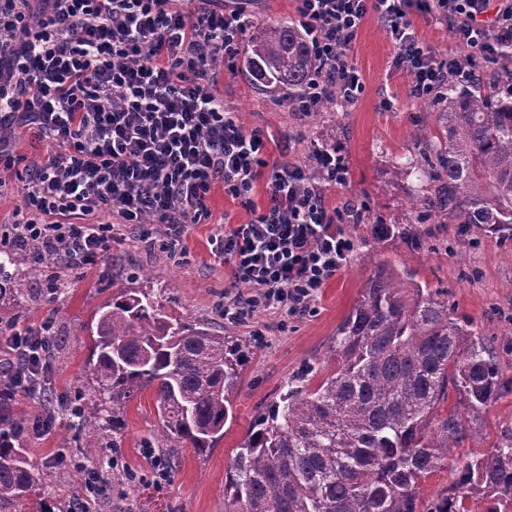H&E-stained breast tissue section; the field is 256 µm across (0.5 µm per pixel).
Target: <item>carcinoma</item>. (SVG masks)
I'll list each match as a JSON object with an SVG mask.
<instances>
[{"label": "carcinoma", "mask_w": 512, "mask_h": 512, "mask_svg": "<svg viewBox=\"0 0 512 512\" xmlns=\"http://www.w3.org/2000/svg\"><path fill=\"white\" fill-rule=\"evenodd\" d=\"M311 71L310 41L293 19L259 27L246 45L243 73L284 101ZM430 106L434 131L414 132L427 192L417 223L434 211L512 231V70L493 82L480 74L470 90L450 83ZM10 262L0 261V300H25L30 289L11 280ZM90 332L96 399L81 407L84 425L106 413L117 428L129 399L153 384L166 447L202 453L224 436L245 360L230 327L186 323L150 289L121 287ZM327 361L320 383L296 379L247 434L224 483V512H425L420 483L466 437L485 439L482 417L505 385L491 341L448 295L385 262L336 328ZM19 425L0 416V512H53L36 491L50 473H32ZM434 512H512V436L456 469Z\"/></svg>", "instance_id": "obj_1"}]
</instances>
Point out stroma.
<instances>
[{
	"mask_svg": "<svg viewBox=\"0 0 512 512\" xmlns=\"http://www.w3.org/2000/svg\"><path fill=\"white\" fill-rule=\"evenodd\" d=\"M395 49L376 18H368L350 52L349 61L361 74L366 89L362 97L337 109H321L306 120H297L287 105L261 91L249 78L221 72L218 89L226 103L249 128L266 134L268 160L286 161L313 168L317 146L345 156L349 174L343 188H326L330 205L345 201L364 205L359 223L347 230L358 247L345 269L321 288L310 314L282 321L280 314L258 312L236 324L246 361L233 396L234 419L214 448L204 455L194 449L178 451L177 469L163 490H142L138 484L155 477L156 465L147 449L163 444L162 422L152 389L132 396L119 431L88 429L63 411L64 403L90 398L93 391L86 371L92 339L89 327L97 309L111 300L113 283L141 288L159 287L167 311L189 323H207L222 331L224 291L230 270L214 251V239L230 224L251 217V206L267 203L266 179H259L250 203L225 196L215 188L208 200L210 218L184 229L183 259L170 258L149 240H138L128 227L114 230L112 249L96 265L76 268L59 262L37 260L25 247L7 244L13 262L9 274L37 288L49 274H56L54 295L37 293L17 305L0 301V330L24 332L45 321L54 324L55 340L48 358L46 383L60 405L51 428L32 434L28 426L44 415L39 396L17 394L10 407L14 418L24 420L22 446L36 468L59 467L50 499L61 506L87 502L90 512H134L144 504L151 512H224V480L230 463L247 433L258 423L269 403L286 392L287 385L303 371L315 377L327 372L324 357L337 325L349 313L375 263L387 261L412 275L415 281L448 294L458 315L472 319L483 336L494 342L497 363L504 378H512V236L491 234L476 227L461 228L452 221L432 217L419 224L409 207L422 196L416 175L394 177L397 162L422 160V147L414 130L434 124L432 110L413 97L410 80L393 63ZM10 141L17 158L14 167L0 172V234L17 219L22 206L25 164L53 148L49 140L24 127L14 128ZM386 224L394 236L380 239L374 227ZM472 451L464 441L448 455L444 469L433 472L420 486L423 503L442 496L453 471ZM114 460L134 470L137 483L113 485L110 494L83 498V467Z\"/></svg>",
	"mask_w": 512,
	"mask_h": 512,
	"instance_id": "1",
	"label": "stroma"
}]
</instances>
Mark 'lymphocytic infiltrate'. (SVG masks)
I'll use <instances>...</instances> for the list:
<instances>
[{"instance_id":"lymphocytic-infiltrate-1","label":"lymphocytic infiltrate","mask_w":512,"mask_h":512,"mask_svg":"<svg viewBox=\"0 0 512 512\" xmlns=\"http://www.w3.org/2000/svg\"><path fill=\"white\" fill-rule=\"evenodd\" d=\"M312 45L313 70L295 107L310 116L329 97L357 101L365 90L349 61L352 41L376 17L395 48L394 64L423 99L455 80L470 83L478 60L512 59V0H296ZM448 26L467 56L426 45L412 13ZM251 21L224 0H0V163L12 164L9 131L51 140L31 160L25 215L14 241L41 258L96 264L116 225H153L169 257L183 253L186 225L210 216L214 185L247 197L266 178L268 201L225 232L219 255L246 296L224 303V319L257 311L305 315L357 249L344 225L354 203L329 206L325 186L342 187L348 168L320 150L315 170L268 162L260 129H249L214 90L217 69L237 68ZM52 322L7 339L17 390L47 369Z\"/></svg>"}]
</instances>
